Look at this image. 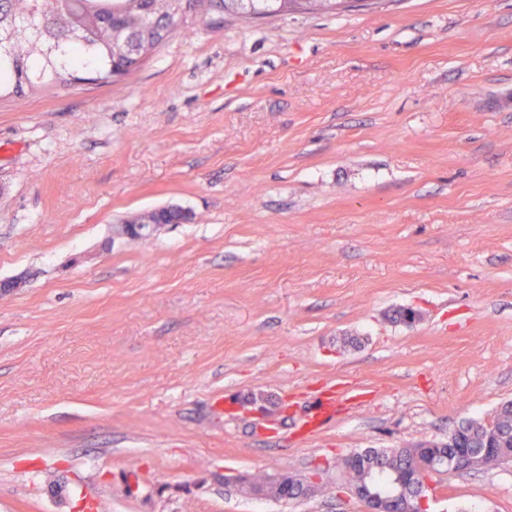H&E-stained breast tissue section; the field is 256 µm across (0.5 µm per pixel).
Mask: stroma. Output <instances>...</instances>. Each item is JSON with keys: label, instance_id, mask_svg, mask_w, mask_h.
Wrapping results in <instances>:
<instances>
[{"label": "stroma", "instance_id": "35a3bbf8", "mask_svg": "<svg viewBox=\"0 0 512 512\" xmlns=\"http://www.w3.org/2000/svg\"><path fill=\"white\" fill-rule=\"evenodd\" d=\"M509 401L512 0L191 17L0 93V512H367L348 455ZM426 495L512 512V461Z\"/></svg>", "mask_w": 512, "mask_h": 512}]
</instances>
